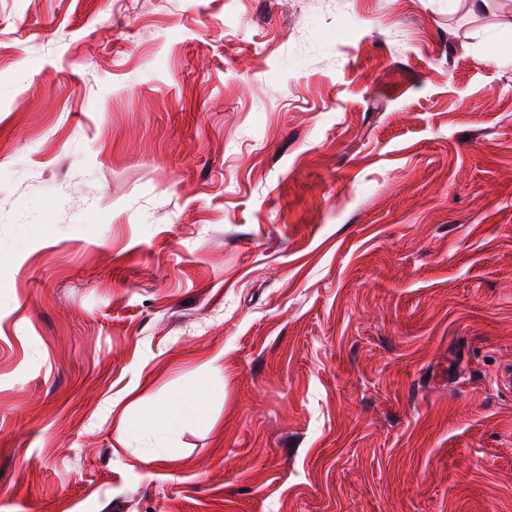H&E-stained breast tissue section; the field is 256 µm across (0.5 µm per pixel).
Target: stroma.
I'll return each instance as SVG.
<instances>
[{
	"instance_id": "stroma-1",
	"label": "stroma",
	"mask_w": 512,
	"mask_h": 512,
	"mask_svg": "<svg viewBox=\"0 0 512 512\" xmlns=\"http://www.w3.org/2000/svg\"><path fill=\"white\" fill-rule=\"evenodd\" d=\"M511 46L512 0H0V512H512ZM208 387L202 384L197 394L187 400L175 404H161L147 413L142 424L145 431L151 434L162 448H175L173 436L179 425L203 412V405Z\"/></svg>"
}]
</instances>
